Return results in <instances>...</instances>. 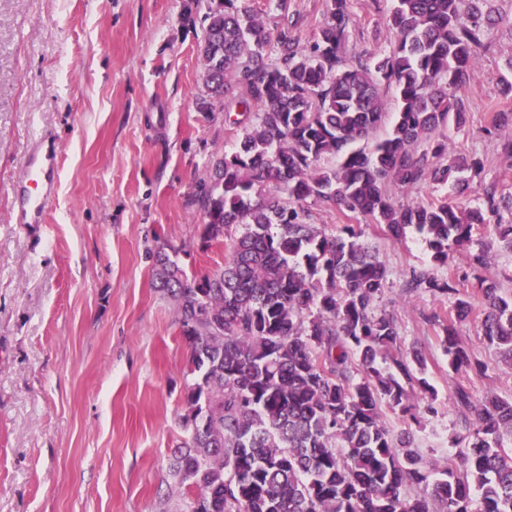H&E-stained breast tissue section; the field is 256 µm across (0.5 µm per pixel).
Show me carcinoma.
I'll return each mask as SVG.
<instances>
[{"instance_id":"cac0c4a2","label":"carcinoma","mask_w":512,"mask_h":512,"mask_svg":"<svg viewBox=\"0 0 512 512\" xmlns=\"http://www.w3.org/2000/svg\"><path fill=\"white\" fill-rule=\"evenodd\" d=\"M251 2L215 0L200 45V110L223 100L244 116L195 195L202 242L226 243L224 266L190 278L171 246L153 252L155 287L190 352L172 469L191 493L183 512H512V398L475 397L468 382L488 366L456 328L479 303L480 335L512 365V297L491 245L469 254L467 295L454 264L483 227L512 251V195L485 183L482 158L451 147L467 124L458 89L502 15L492 0H395L391 49L367 54L349 48L350 0H327L306 46ZM385 125L372 147H354ZM424 183L483 193L463 208L390 192ZM311 204L425 241L433 268L411 270L402 290L452 303L427 317L467 380L454 392L466 433L451 458L424 462L386 424L388 411L438 412L425 358L401 348L396 318L377 308L388 280L377 246L352 224L310 223Z\"/></svg>"}]
</instances>
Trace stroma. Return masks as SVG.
Masks as SVG:
<instances>
[{
	"label": "stroma",
	"instance_id": "1",
	"mask_svg": "<svg viewBox=\"0 0 512 512\" xmlns=\"http://www.w3.org/2000/svg\"><path fill=\"white\" fill-rule=\"evenodd\" d=\"M254 0L268 19L287 14L300 45L315 36L327 0ZM0 0V512H180L172 451L188 351L172 304L153 285L151 249H179L188 274L224 263L203 247L192 200L214 160L241 129L223 108L198 109L200 43L210 0ZM358 51L389 49L392 0H350ZM460 89L468 124L455 152L483 157L487 181L512 193V168L494 130L500 79L512 55V0ZM55 151L58 181L42 223L15 221L18 183L35 142ZM390 271L383 307L404 346L419 349L438 412L411 428L424 459L449 456L462 430L454 406L460 375L448 369L426 317L448 308L402 294L409 269L432 265L415 233L392 242L356 217ZM459 324L488 365L473 391L512 397V365Z\"/></svg>",
	"mask_w": 512,
	"mask_h": 512
}]
</instances>
